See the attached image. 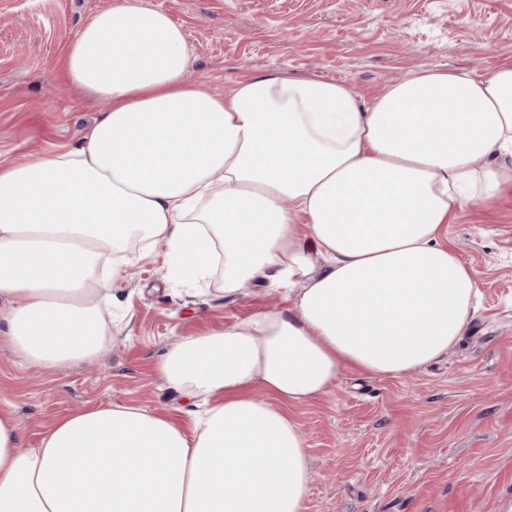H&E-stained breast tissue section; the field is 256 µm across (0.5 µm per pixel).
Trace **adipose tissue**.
<instances>
[{
  "label": "adipose tissue",
  "instance_id": "ef3b65f1",
  "mask_svg": "<svg viewBox=\"0 0 512 512\" xmlns=\"http://www.w3.org/2000/svg\"><path fill=\"white\" fill-rule=\"evenodd\" d=\"M183 29L118 0L61 66L108 102L75 147L0 167V334L49 368L105 351L103 299L135 245L174 285L261 279L287 301L182 338L159 377L184 423L102 404L23 445L0 409V512H306L309 460L283 404L347 367L412 375L463 336L478 286L445 245L471 199L512 187V63L426 68L360 104L343 81L188 82Z\"/></svg>",
  "mask_w": 512,
  "mask_h": 512
}]
</instances>
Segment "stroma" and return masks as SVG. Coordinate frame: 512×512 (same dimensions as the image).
I'll return each instance as SVG.
<instances>
[{
	"label": "stroma",
	"mask_w": 512,
	"mask_h": 512,
	"mask_svg": "<svg viewBox=\"0 0 512 512\" xmlns=\"http://www.w3.org/2000/svg\"><path fill=\"white\" fill-rule=\"evenodd\" d=\"M115 0H0V166L77 145L105 101L69 85L60 62ZM165 11L191 50L190 80L224 93L247 77L346 81L360 100L419 67L481 75L512 62V0H137ZM446 242L478 276L476 315L440 361L402 378L342 372L285 412L310 459L307 512H512V187L465 206ZM163 248L112 281V343L44 370L0 335V407L33 448L55 420L129 403L190 421L203 402L155 374L181 337L277 304L266 283L225 295L167 286Z\"/></svg>",
	"instance_id": "35a3bbf8"
}]
</instances>
